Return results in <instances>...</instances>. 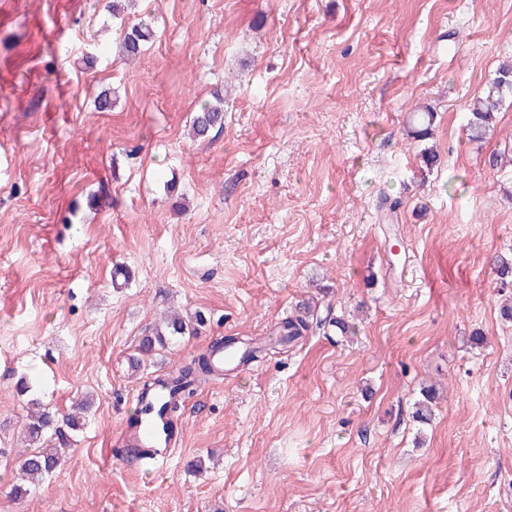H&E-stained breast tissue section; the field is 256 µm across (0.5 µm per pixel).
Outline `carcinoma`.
Here are the masks:
<instances>
[{"label":"carcinoma","mask_w":512,"mask_h":512,"mask_svg":"<svg viewBox=\"0 0 512 512\" xmlns=\"http://www.w3.org/2000/svg\"><path fill=\"white\" fill-rule=\"evenodd\" d=\"M151 27L143 22L128 25L122 29L119 52L126 58H135L144 52L147 42L152 38ZM512 98V60L499 65L494 77L487 85L485 95L477 97L467 104L469 119L467 123L468 138L478 142L483 140L494 127L496 112L502 103ZM224 126V100L217 99L214 104H204L195 113L191 128L196 138L200 139L215 127ZM313 309L302 304L283 318L271 336L263 344L248 351L249 360L256 361L280 346L297 341L307 334L311 327ZM196 333L179 318H170L165 326L153 329L149 336L142 339V349L151 350L154 346L166 345L169 336H184ZM224 348V341H216L201 352L190 363L167 373L166 378H154L145 382L149 388L155 384L168 389L170 398L163 401L160 410L174 424L181 415L185 400L192 396L201 384L217 376L211 361L214 351ZM29 411L24 426L25 437L34 446L24 451L14 461L15 471L22 483L13 487L15 493H25L29 487H36L51 475L61 461V450L73 441V433L86 424L91 408V400L81 397L73 401L70 410L63 413L52 412L40 400L33 398L27 402Z\"/></svg>","instance_id":"1"}]
</instances>
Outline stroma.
Segmentation results:
<instances>
[{
	"label": "stroma",
	"mask_w": 512,
	"mask_h": 512,
	"mask_svg": "<svg viewBox=\"0 0 512 512\" xmlns=\"http://www.w3.org/2000/svg\"><path fill=\"white\" fill-rule=\"evenodd\" d=\"M510 59L512 0H0V448L20 376L54 410L94 397L42 484L0 472V512H512V100L463 130ZM309 298L320 327L185 401L167 465L126 457L146 377ZM173 312L196 335L139 351ZM151 27L142 21L128 25L122 29L119 41V52L123 57L135 58L144 52L147 42L152 38ZM512 98V60L503 62L490 79L483 97H477L467 104L469 119L468 138L471 141L483 140L494 127L496 112L507 98ZM224 126V100L217 98L216 104H204L195 113L191 128L197 139L207 136L215 127Z\"/></svg>",
	"instance_id": "35a3bbf8"
}]
</instances>
